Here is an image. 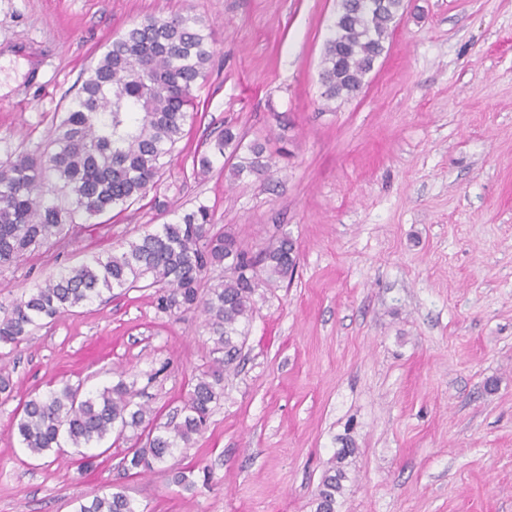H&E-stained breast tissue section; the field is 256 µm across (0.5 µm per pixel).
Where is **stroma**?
<instances>
[{"label": "stroma", "mask_w": 512, "mask_h": 512, "mask_svg": "<svg viewBox=\"0 0 512 512\" xmlns=\"http://www.w3.org/2000/svg\"><path fill=\"white\" fill-rule=\"evenodd\" d=\"M186 10L216 40L156 200L0 269V304L201 204L245 245L288 234L296 272L258 290L204 433L147 474H119L125 440L84 472L30 456L13 417L28 395L126 370L167 420L212 358L199 315L134 289L0 345V512H73L111 483L147 512H313L347 437L337 512H512V0H405L363 88L331 103L336 0H0V161L47 149L108 40ZM227 125L287 153L263 176L230 182L219 157L194 178ZM186 467L190 490L171 481Z\"/></svg>", "instance_id": "stroma-1"}]
</instances>
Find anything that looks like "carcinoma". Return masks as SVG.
<instances>
[{"label":"carcinoma","instance_id":"carcinoma-1","mask_svg":"<svg viewBox=\"0 0 512 512\" xmlns=\"http://www.w3.org/2000/svg\"><path fill=\"white\" fill-rule=\"evenodd\" d=\"M404 10V0H381L372 12L362 0H337L319 73L326 101L358 94ZM212 42L210 25L189 11L145 17L109 42L54 128L50 150L0 163L1 269L65 232L75 216L90 221L110 211L121 213L157 186L164 159L190 118L192 89L206 76ZM214 149L225 157L235 180L272 166L266 142L246 143L230 126ZM49 182L68 206L47 197ZM227 260L248 273L226 276L202 289L208 269ZM295 267V245L287 235L253 252L237 233L212 224L209 207L200 204L0 305V344L17 348L61 314L115 289L153 288L158 309L203 317L214 354L194 375L178 418L159 422L149 406L133 401L134 383L126 382L121 372L115 384L95 392L65 382L30 395L13 418L20 444L37 456L76 448L80 468L87 469L94 456L83 449L139 430L145 443L126 449L121 460L124 473L139 475L192 447L224 396V373L237 366L256 291L292 277ZM354 453L347 440L333 454L314 494V512H336L347 480L346 461ZM74 512L144 510L122 486L113 485L102 494L77 499Z\"/></svg>","mask_w":512,"mask_h":512}]
</instances>
